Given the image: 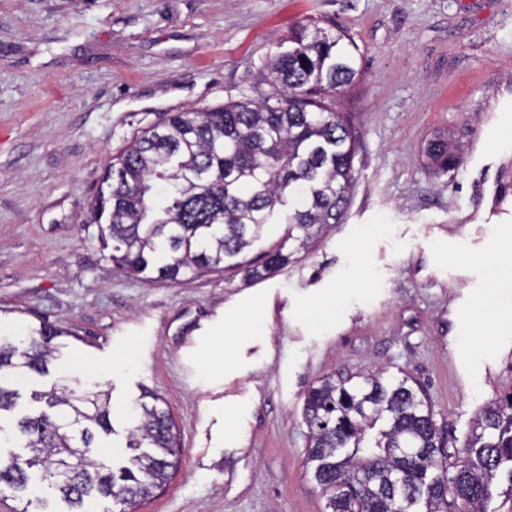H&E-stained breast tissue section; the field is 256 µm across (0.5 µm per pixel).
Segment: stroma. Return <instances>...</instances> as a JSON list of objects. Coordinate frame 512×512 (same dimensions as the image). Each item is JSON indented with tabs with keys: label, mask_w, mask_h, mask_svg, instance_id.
I'll return each mask as SVG.
<instances>
[{
	"label": "stroma",
	"mask_w": 512,
	"mask_h": 512,
	"mask_svg": "<svg viewBox=\"0 0 512 512\" xmlns=\"http://www.w3.org/2000/svg\"><path fill=\"white\" fill-rule=\"evenodd\" d=\"M343 29L357 86L355 187L259 282L127 276L89 218L114 154L160 114L255 100L297 23ZM512 0H0V329L70 331L55 373L126 412L157 394L180 467L139 512H325L303 404L377 369L426 391L463 450L512 390ZM464 162L435 176L436 131Z\"/></svg>",
	"instance_id": "obj_1"
}]
</instances>
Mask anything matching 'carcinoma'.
Returning a JSON list of instances; mask_svg holds the SVG:
<instances>
[{
  "instance_id": "carcinoma-1",
  "label": "carcinoma",
  "mask_w": 512,
  "mask_h": 512,
  "mask_svg": "<svg viewBox=\"0 0 512 512\" xmlns=\"http://www.w3.org/2000/svg\"><path fill=\"white\" fill-rule=\"evenodd\" d=\"M312 22L291 29L287 52L267 65L273 92L211 110L169 112L112 157L107 192L90 207L112 263L130 276L153 268L156 279L244 270L262 280L307 251L320 232L341 223L353 191L359 128L336 96L354 84L353 42ZM437 174L462 159L446 135L425 149ZM285 225L261 256L243 255L275 217ZM106 224H101V221ZM70 333L41 324L0 336V493L14 512H87L95 497L137 512L178 467L177 430L160 397L145 393L128 420L118 469L97 458L116 433L111 392L93 381L58 378L28 393L20 374L47 377L69 347ZM307 462L326 512H487L494 482L512 495V391L488 404L464 456L439 437L429 399L404 377L369 374L351 385L324 378L308 390Z\"/></svg>"
}]
</instances>
